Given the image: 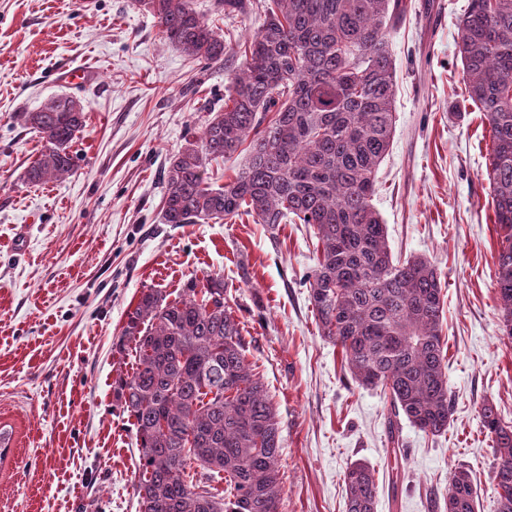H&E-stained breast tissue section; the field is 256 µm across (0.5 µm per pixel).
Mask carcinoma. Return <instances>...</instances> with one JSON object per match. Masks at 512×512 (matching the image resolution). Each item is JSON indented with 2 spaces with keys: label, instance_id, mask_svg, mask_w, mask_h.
Returning a JSON list of instances; mask_svg holds the SVG:
<instances>
[{
  "label": "carcinoma",
  "instance_id": "1",
  "mask_svg": "<svg viewBox=\"0 0 512 512\" xmlns=\"http://www.w3.org/2000/svg\"><path fill=\"white\" fill-rule=\"evenodd\" d=\"M142 4L161 38L193 59L214 64L234 53L191 0ZM404 12L403 0H269L224 108L171 157L162 200L166 224L226 221L245 208L258 224L314 226L316 265L305 280L313 315L352 379L389 401L393 444L399 416L437 436L453 408L440 275L424 258L393 257L372 204L395 132L387 36ZM458 28L469 97L493 132L496 288L502 340L512 344V0H470ZM22 118L43 143L27 182L68 175L69 148L86 126L80 102L58 95ZM240 149L243 167L213 187L208 164ZM249 345L218 274L190 280L171 301L146 288L127 312L120 346L135 352L136 368L118 376L115 393L136 429L142 512H282L281 426L246 361ZM479 415L497 456V512H512V422L489 402ZM344 483V512H375L378 485L366 464H350ZM444 507L477 512L468 470H455Z\"/></svg>",
  "mask_w": 512,
  "mask_h": 512
}]
</instances>
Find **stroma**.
<instances>
[{
    "mask_svg": "<svg viewBox=\"0 0 512 512\" xmlns=\"http://www.w3.org/2000/svg\"><path fill=\"white\" fill-rule=\"evenodd\" d=\"M204 20L244 40L265 0ZM388 34L396 130L372 204L394 255L431 261L445 284L443 334L454 412L432 436L358 386L317 327L303 284L316 263L308 224H166L163 173L208 112L224 105L239 63L204 65L161 40L139 0H0V512H141L135 428L114 392L135 353L118 349L142 289L176 297L223 276L252 338L248 363L282 428V512H344L343 475L367 463L376 512H444L452 473L467 469L477 512H497L492 440L479 410L512 421V348L500 341L499 239L486 173L491 126L469 98L458 20L469 0H405ZM67 68L87 76L71 84ZM74 94L87 126L62 181L31 185L42 144L19 115Z\"/></svg>",
    "mask_w": 512,
    "mask_h": 512,
    "instance_id": "stroma-1",
    "label": "stroma"
}]
</instances>
